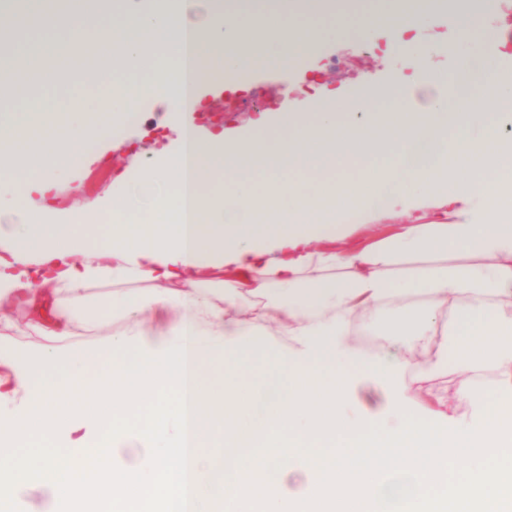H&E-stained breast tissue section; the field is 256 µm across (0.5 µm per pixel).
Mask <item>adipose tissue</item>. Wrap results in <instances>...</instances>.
I'll use <instances>...</instances> for the list:
<instances>
[{
	"label": "adipose tissue",
	"instance_id": "obj_1",
	"mask_svg": "<svg viewBox=\"0 0 512 512\" xmlns=\"http://www.w3.org/2000/svg\"><path fill=\"white\" fill-rule=\"evenodd\" d=\"M30 25L66 31L40 44L23 80L37 86L70 69L98 68L122 49L129 62L144 50L170 54L141 81H113L65 102L70 119L51 134L49 158L80 164L89 148L111 142L112 129L87 112L119 116L134 103L166 94L182 107L185 31L220 28V39H198L193 62L222 81L236 70L295 66L312 51L304 29L277 23L276 44L261 58L237 54L224 32L219 0H153L129 23L70 54L78 19L99 0H68L45 14L33 0ZM452 8L461 32H473L489 0H407L395 20L370 13L366 25L413 29L433 9ZM473 90L448 99L447 82L428 75L392 112L372 108L374 91L359 88L345 107L321 101L312 122L277 128L258 119L255 130L222 131L196 145L184 126L176 155L127 178L146 186L172 181L176 191L145 211L113 206L105 232L84 229L98 219L91 207L61 219L48 206L52 187L20 172L14 188L39 195L38 220L0 224V305L26 309L33 330L56 339L87 329L98 311L80 305L90 285L118 291L103 308L129 316L122 336L80 355L49 349L18 353L0 346V512L22 493L40 495L38 512H512V468L495 481L487 456L512 446V149L500 128L512 122V71L481 72ZM361 160L354 178L330 170ZM318 178L310 192L288 182L291 171ZM275 198L273 212L259 197ZM451 206L439 224H405L356 249L337 227L352 206L368 215L390 206L415 210ZM452 252L468 254L449 263ZM414 264L399 269L401 259ZM137 283L149 292L134 291ZM428 295L424 313L409 299ZM458 301L448 311L449 301ZM179 308L171 329L145 335L132 320L143 311ZM391 307L392 333L411 337L431 369L452 364L458 382L419 406L404 378L413 363L391 354L367 359L349 343L361 315ZM452 314L451 342L436 325ZM280 327L281 350L268 347L267 321ZM262 361L278 381L244 379L242 353ZM87 370H73L75 358ZM493 368L496 387L478 372ZM175 403L136 429L122 423L132 403H154L160 388ZM470 402L471 418L454 404ZM104 429L102 441L76 421ZM66 431L67 461L52 455L31 464L17 448L48 429ZM469 462L466 478L445 491L448 474Z\"/></svg>",
	"mask_w": 512,
	"mask_h": 512
}]
</instances>
